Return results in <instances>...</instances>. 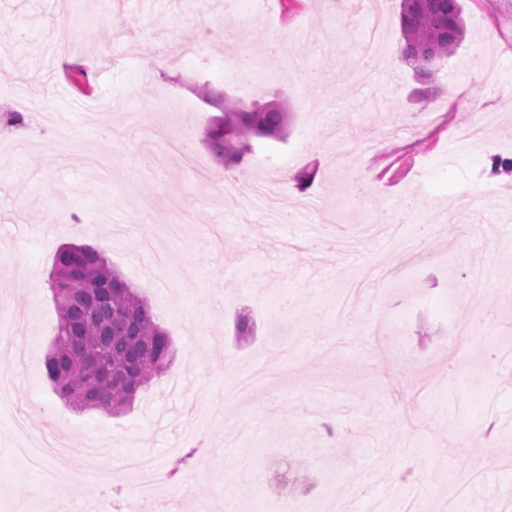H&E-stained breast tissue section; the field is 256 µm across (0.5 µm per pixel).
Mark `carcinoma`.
<instances>
[{"instance_id": "obj_1", "label": "carcinoma", "mask_w": 512, "mask_h": 512, "mask_svg": "<svg viewBox=\"0 0 512 512\" xmlns=\"http://www.w3.org/2000/svg\"><path fill=\"white\" fill-rule=\"evenodd\" d=\"M398 19L401 60L421 79H434L436 61L454 54L464 36L459 0H400ZM201 97L223 112L207 128L206 140L226 168L252 153L254 138L278 139L288 126L289 112L281 103L275 108L226 104L223 93L208 87ZM48 285L58 318L43 366L63 403L117 414L170 368L175 358L171 337L155 321L139 288L102 252L84 245L59 247ZM254 330L251 316L237 318V338L247 339Z\"/></svg>"}]
</instances>
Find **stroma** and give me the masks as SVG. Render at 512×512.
<instances>
[{
  "mask_svg": "<svg viewBox=\"0 0 512 512\" xmlns=\"http://www.w3.org/2000/svg\"><path fill=\"white\" fill-rule=\"evenodd\" d=\"M460 4L465 37L433 83L394 54L391 0L382 24L392 52L353 86L338 76L369 25L356 0H301L267 22L254 0H0V92H10L0 141L29 144L0 157V310L26 354L22 364L0 356V383L28 402L32 438L56 428L91 471L130 452L166 470L195 434L206 455L183 471L195 504L220 496L241 512H290L253 494L264 471L255 446L282 472L308 469L321 512H367L373 497L397 512L404 493L419 512L453 500L456 512H503L512 361L497 352L512 340V173L491 158L512 157V0ZM242 45L267 64L259 88L224 71L226 51ZM75 62L89 93L67 79ZM205 84L232 101L286 103V139H257L248 161L224 168L205 143L218 114L195 94ZM90 100L110 139L48 141L45 116L79 126ZM16 110L22 122H7ZM134 112L151 125L131 124ZM470 122L484 126V145L449 151V134ZM188 153L207 171L189 168ZM276 159L310 184L281 180V221L270 224L250 189ZM219 177L241 184L235 201L213 195ZM416 216L434 219L416 236L418 259L364 230ZM71 242L103 251L139 286L177 349L118 415L65 406L43 374L57 322L48 275ZM473 274L482 291L465 288ZM240 313L256 319L254 339L228 337ZM16 442L0 416V512H26L43 469L70 512L135 494L119 474L108 493L72 486L48 456L29 469Z\"/></svg>",
  "mask_w": 512,
  "mask_h": 512,
  "instance_id": "obj_1",
  "label": "stroma"
}]
</instances>
